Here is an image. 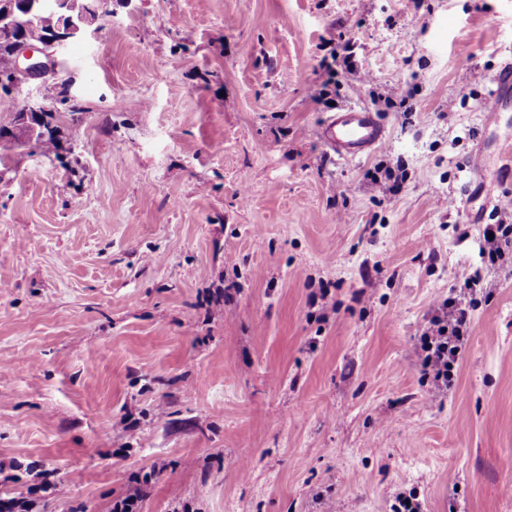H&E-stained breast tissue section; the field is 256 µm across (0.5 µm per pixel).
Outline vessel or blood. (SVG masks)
Here are the masks:
<instances>
[{
	"instance_id": "vessel-or-blood-1",
	"label": "vessel or blood",
	"mask_w": 512,
	"mask_h": 512,
	"mask_svg": "<svg viewBox=\"0 0 512 512\" xmlns=\"http://www.w3.org/2000/svg\"><path fill=\"white\" fill-rule=\"evenodd\" d=\"M512 92V58H505L496 76V89L487 112L495 114L503 95ZM319 141L336 159L356 160L368 156L386 140L383 123L374 112L347 106L330 114L318 127Z\"/></svg>"
}]
</instances>
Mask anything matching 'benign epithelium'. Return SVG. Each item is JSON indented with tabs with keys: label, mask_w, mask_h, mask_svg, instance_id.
<instances>
[{
	"label": "benign epithelium",
	"mask_w": 512,
	"mask_h": 512,
	"mask_svg": "<svg viewBox=\"0 0 512 512\" xmlns=\"http://www.w3.org/2000/svg\"><path fill=\"white\" fill-rule=\"evenodd\" d=\"M64 0H25L27 22L19 24L14 18L11 7L0 11V35L10 43L8 66L0 70V90L12 96L22 95V83L31 84L35 91H40L46 78L54 74L55 53L67 41L81 38L87 34L94 35L97 18L110 15L109 2L101 0L95 10V18L89 20L61 13ZM42 14L58 17L57 26L41 38H31L24 28L35 23Z\"/></svg>",
	"instance_id": "1"
}]
</instances>
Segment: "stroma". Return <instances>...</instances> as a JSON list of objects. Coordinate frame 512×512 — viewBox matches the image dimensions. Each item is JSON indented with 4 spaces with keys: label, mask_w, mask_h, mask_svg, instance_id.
Wrapping results in <instances>:
<instances>
[{
    "label": "stroma",
    "mask_w": 512,
    "mask_h": 512,
    "mask_svg": "<svg viewBox=\"0 0 512 512\" xmlns=\"http://www.w3.org/2000/svg\"><path fill=\"white\" fill-rule=\"evenodd\" d=\"M110 8L57 57L59 157L0 142V500L36 464L31 512H112L145 473L138 512H512V272L448 395L412 355L512 197V94L485 118L512 0ZM347 39L368 82L313 102ZM373 86L405 102L386 143L329 158L318 125ZM377 174H381V176ZM377 174L374 175L373 181L382 196L388 197L398 192L402 182L394 175L391 166L386 161L382 160L377 165Z\"/></svg>",
    "instance_id": "obj_1"
}]
</instances>
